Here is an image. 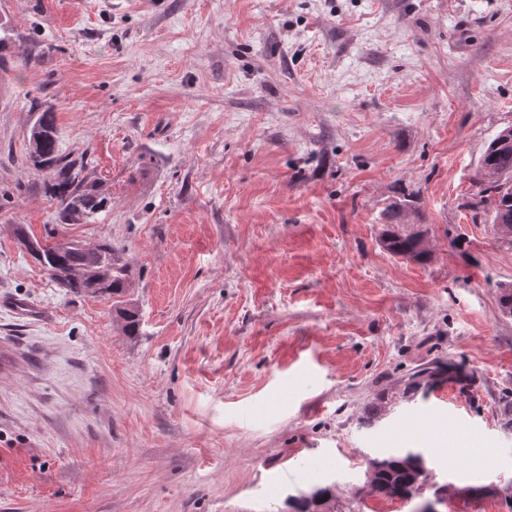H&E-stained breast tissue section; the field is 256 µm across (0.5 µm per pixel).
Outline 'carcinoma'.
<instances>
[{
    "label": "carcinoma",
    "instance_id": "carcinoma-1",
    "mask_svg": "<svg viewBox=\"0 0 512 512\" xmlns=\"http://www.w3.org/2000/svg\"><path fill=\"white\" fill-rule=\"evenodd\" d=\"M38 117L29 129L27 160L37 169L48 171L49 196L58 201L59 217L65 224H75L94 217L111 204L101 187L89 183L84 176L86 158L73 157L60 151L51 102H36ZM482 175L480 200L470 208L483 207L492 224L512 226V127L501 130L488 144L479 162ZM408 203L391 202L381 213L384 229L382 247L392 255L427 261L428 252L420 248L422 232L401 230ZM35 259L61 287L72 292L118 294L125 287V270L112 262V246L101 245L95 253L72 246L65 251L55 244L38 246ZM434 372L421 369L408 379L404 393L413 396L429 388L428 378ZM371 484L386 497L409 499L428 487L429 470L421 451L389 453L370 460ZM330 488L320 487L294 506L295 512H317Z\"/></svg>",
    "mask_w": 512,
    "mask_h": 512
}]
</instances>
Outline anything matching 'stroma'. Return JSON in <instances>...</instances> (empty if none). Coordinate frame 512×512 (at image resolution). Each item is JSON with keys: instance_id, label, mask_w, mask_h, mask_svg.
<instances>
[{"instance_id": "stroma-1", "label": "stroma", "mask_w": 512, "mask_h": 512, "mask_svg": "<svg viewBox=\"0 0 512 512\" xmlns=\"http://www.w3.org/2000/svg\"><path fill=\"white\" fill-rule=\"evenodd\" d=\"M1 22L0 512H289L325 486L331 512H512V244L469 207L512 127V0H0ZM39 99L112 199L90 221L59 223L25 163ZM399 197L426 263L379 243ZM19 225L111 244L124 292H66ZM405 449L429 488L372 491L368 459Z\"/></svg>"}]
</instances>
